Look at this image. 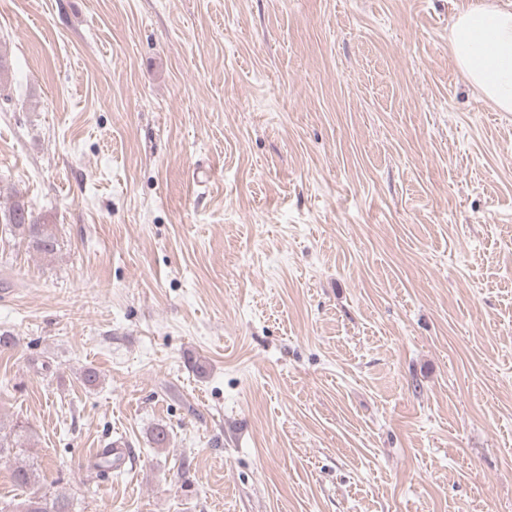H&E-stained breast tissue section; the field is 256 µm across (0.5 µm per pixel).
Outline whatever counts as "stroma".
<instances>
[{
	"label": "stroma",
	"mask_w": 512,
	"mask_h": 512,
	"mask_svg": "<svg viewBox=\"0 0 512 512\" xmlns=\"http://www.w3.org/2000/svg\"><path fill=\"white\" fill-rule=\"evenodd\" d=\"M474 2L0 0V208L59 243L0 237V421L33 432L1 501L32 463L73 512H512V112L448 51ZM3 219V230L5 232L7 230L14 238L20 237L27 240L29 247L34 251L51 255L57 250L58 240L53 229L49 224H39L34 219L32 211L23 198L17 197L12 202L3 214Z\"/></svg>",
	"instance_id": "35a3bbf8"
}]
</instances>
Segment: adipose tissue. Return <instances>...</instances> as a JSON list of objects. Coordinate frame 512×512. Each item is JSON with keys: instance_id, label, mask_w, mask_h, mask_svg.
Wrapping results in <instances>:
<instances>
[{"instance_id": "ef3b65f1", "label": "adipose tissue", "mask_w": 512, "mask_h": 512, "mask_svg": "<svg viewBox=\"0 0 512 512\" xmlns=\"http://www.w3.org/2000/svg\"><path fill=\"white\" fill-rule=\"evenodd\" d=\"M448 50L469 84L503 112H512V12L479 0L449 26Z\"/></svg>"}]
</instances>
